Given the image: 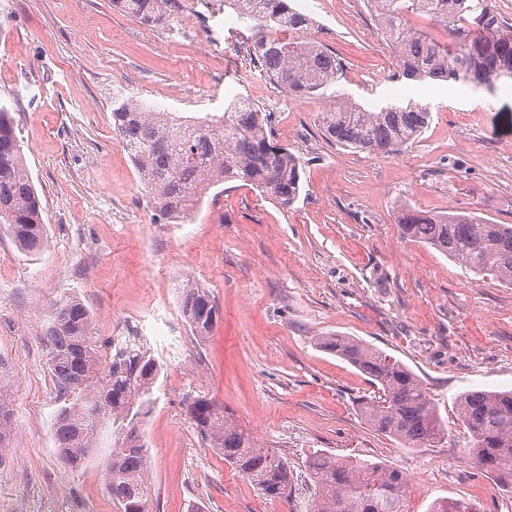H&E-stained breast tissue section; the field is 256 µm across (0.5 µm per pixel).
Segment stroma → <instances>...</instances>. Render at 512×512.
Masks as SVG:
<instances>
[{
	"instance_id": "35a3bbf8",
	"label": "stroma",
	"mask_w": 512,
	"mask_h": 512,
	"mask_svg": "<svg viewBox=\"0 0 512 512\" xmlns=\"http://www.w3.org/2000/svg\"><path fill=\"white\" fill-rule=\"evenodd\" d=\"M193 2L169 0L166 21L148 27L111 0H0V104L47 226L35 256L0 226V398L10 409L0 512H119L103 451L76 472L56 453L62 403L43 334L71 295L92 310L100 343L148 351L161 367L141 426L153 512H311L306 460L317 451L399 468L409 512L442 498L512 512V492L467 456L455 404L467 390L512 389V285L402 238L395 222L406 202L512 224V84L490 95L394 77L367 0H309L307 35L344 62L346 98L370 110L432 106L428 127L399 151L354 152L325 138V98L289 95L263 75L224 0L197 17ZM237 96L300 158L299 199L285 209L233 181L211 189L190 223L159 218L112 130L113 101L202 116ZM189 279L219 309L203 338L181 312ZM336 334L408 366L445 438L409 448L366 423L357 402L374 394L367 377L317 344ZM199 398L287 459V498L266 500L210 448L187 413Z\"/></svg>"
}]
</instances>
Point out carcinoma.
I'll list each match as a JSON object with an SVG mask.
<instances>
[{
  "mask_svg": "<svg viewBox=\"0 0 512 512\" xmlns=\"http://www.w3.org/2000/svg\"><path fill=\"white\" fill-rule=\"evenodd\" d=\"M112 6L145 26L165 22L168 0H111ZM396 57L397 76L464 83L492 95L512 82V24L492 0H369ZM252 32L262 72L288 94L323 96L336 107L321 114L325 137L343 148L389 154L428 127L427 104H388L369 110L333 89L343 65L323 45L304 37L310 19L290 0H224ZM423 14L443 30L439 41L409 24ZM266 116L240 97L223 115L188 118L128 99L112 109V128L134 162L156 215L192 221L207 192L242 181L291 207L301 191L300 160L269 141ZM0 224L30 255L43 249L42 204L24 162L10 109L0 106ZM400 234L430 245L475 275L512 283V225L495 224L473 212L433 213L401 206ZM182 314L193 332L207 336L219 310L209 291L188 280ZM43 340L58 397L65 402L54 424L56 451L69 468L89 461L101 431L110 423L117 440L103 457L111 476L107 491L120 512H149L152 486L146 474L145 443L139 428L160 367L148 352L119 349L106 356L93 332L90 310L75 297L52 309ZM319 344L359 369L377 395L359 402L361 417L378 433L409 448H425L447 434L438 408L419 378L386 352L349 336H324ZM458 417L470 433L469 458L492 474L498 487L512 488V391H469L456 400ZM197 428L224 461L268 500L288 497V460L259 446L230 424L209 400L188 407ZM317 499L313 512H408L407 478L381 463L340 459L315 452L306 461ZM429 512H474L465 499H441Z\"/></svg>",
  "mask_w": 512,
  "mask_h": 512,
  "instance_id": "carcinoma-1",
  "label": "carcinoma"
}]
</instances>
